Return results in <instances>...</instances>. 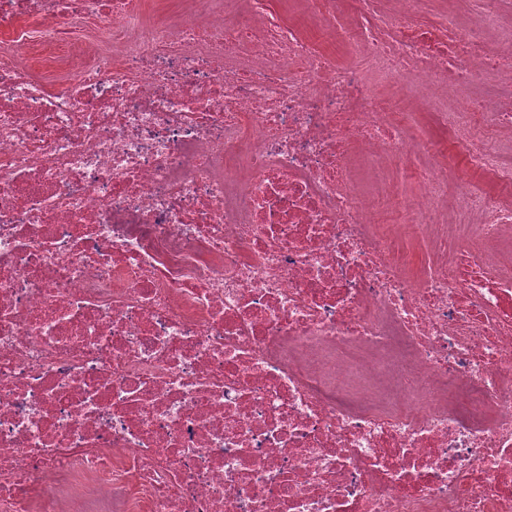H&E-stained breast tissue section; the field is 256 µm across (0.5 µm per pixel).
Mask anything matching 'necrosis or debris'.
I'll return each instance as SVG.
<instances>
[{
    "instance_id": "necrosis-or-debris-1",
    "label": "necrosis or debris",
    "mask_w": 512,
    "mask_h": 512,
    "mask_svg": "<svg viewBox=\"0 0 512 512\" xmlns=\"http://www.w3.org/2000/svg\"><path fill=\"white\" fill-rule=\"evenodd\" d=\"M0 512H512V0H0Z\"/></svg>"
}]
</instances>
